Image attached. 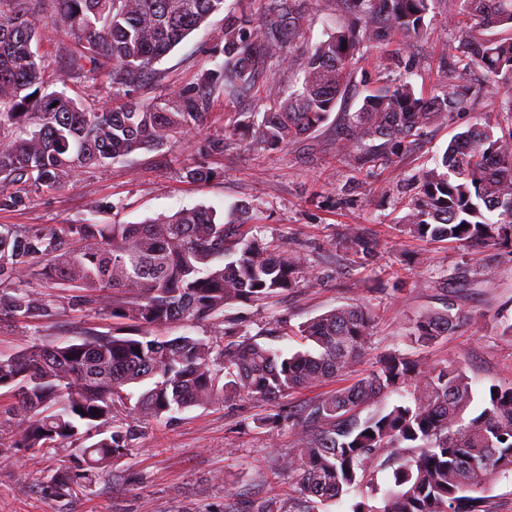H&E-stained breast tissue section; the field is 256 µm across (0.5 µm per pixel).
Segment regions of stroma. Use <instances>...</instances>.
Here are the masks:
<instances>
[{
    "instance_id": "obj_1",
    "label": "stroma",
    "mask_w": 512,
    "mask_h": 512,
    "mask_svg": "<svg viewBox=\"0 0 512 512\" xmlns=\"http://www.w3.org/2000/svg\"><path fill=\"white\" fill-rule=\"evenodd\" d=\"M295 6L304 11L307 23L291 64L265 66L245 95L231 100L214 96L202 126L162 150H139L124 160L85 169L76 184L57 189L29 193L23 183H14L22 202L1 208L0 224L55 226L89 219L138 224L181 209L202 206L222 215L234 205H250L261 237L300 244L322 283L263 302L234 303L225 308V316L239 319L253 336L278 326L271 345L295 351L302 347L296 334L300 323L340 305L363 303L377 313L363 358L341 382L302 389L272 405L245 400L193 407L170 425L118 409L117 421L140 431L135 448L90 491L60 502L45 499L41 488L69 465L68 452L11 448L10 427L0 428V512H254L268 497L288 499L294 478L277 471L276 460L291 448L296 412L338 385L366 376L393 350L431 367L450 364L461 369L474 382L476 411L482 407L479 395L489 385L512 387V338L502 333L503 324L512 323V250L502 249L495 278L446 289L441 277L471 271L478 260L475 248L417 239L404 234L398 224L405 213L401 202L414 192L413 177L433 167L454 134L477 122H506L496 87L480 70L455 69V33L438 2L426 20V40L404 49L391 42L365 49L352 82L318 132L282 150L250 146L233 138L232 129L256 111L267 85L285 92L300 88L304 50L326 39L341 21L336 0H296ZM224 7V13L212 15L155 64L156 75L137 90L138 100L159 102L212 68L218 57L215 36L225 14L262 20L275 13L278 3L225 0ZM37 50L47 91L65 93L88 112L126 101L124 89L106 87L94 72L71 73L69 61L81 47L61 23L49 19L40 25ZM405 74L417 93L426 96L451 80L472 85L478 94L469 111L427 129L386 163L358 172L353 160H337L336 138L344 114L355 112L371 87ZM222 136L227 139L223 152H213L211 141ZM196 166L213 171V178L187 181L186 168ZM96 203L101 211H93ZM349 224L364 225L382 242L369 266L352 263L338 245ZM449 303L470 313L472 322L427 347L407 341L404 332L410 322L425 310ZM115 324L108 312L98 309L68 310L38 327L4 318L0 355H12L32 343L71 340L88 329L106 334ZM276 412L282 415L278 428L257 427L258 418ZM229 487L235 489V498H225Z\"/></svg>"
}]
</instances>
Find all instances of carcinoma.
Returning <instances> with one entry per match:
<instances>
[{"instance_id": "1", "label": "carcinoma", "mask_w": 512, "mask_h": 512, "mask_svg": "<svg viewBox=\"0 0 512 512\" xmlns=\"http://www.w3.org/2000/svg\"><path fill=\"white\" fill-rule=\"evenodd\" d=\"M264 22L227 16L222 62L163 102L135 98L117 110L86 112L73 100L42 93V66L33 50L37 24L50 9L67 22L83 51L110 85L132 91L153 64L224 7V0H0V206L21 197L15 182L36 192L74 182L81 169L145 149L160 150L203 122L209 100L243 94L259 65L285 63L300 38L303 17L287 0ZM433 0H336L343 23L306 51L304 81L286 95L272 87L275 107L244 123L249 143L285 148L318 131L351 81L357 54L399 38L405 47L426 36ZM458 41L457 68L482 69L506 89L498 108L512 117V0H442ZM470 88L452 81L438 94H416L408 78L381 86L347 114L336 157L374 163L424 129L469 108ZM417 197L402 218L404 232L449 244L475 243L487 252L480 275L498 271L497 251L512 244V122L474 124L458 132L435 166L422 171ZM253 208L227 219L209 208L179 210L140 224L93 221L57 227L0 224V319L41 324L65 307L101 308L121 320L101 335L87 330L53 346L34 343L0 357V388L16 399L0 410L12 423V448L71 451L77 460L42 488L52 501L70 497L107 474L127 454L139 430L114 420L143 383L133 406L140 416L172 424L184 410L217 401L271 404L298 388L344 376L362 358L375 319L364 304L333 308L298 326L304 348L289 354L222 321L216 342L189 332L157 339L161 328L189 327L224 315L232 301H264L320 277L304 253L285 241L252 233ZM459 232H454V229ZM368 263L381 247L358 224L339 241ZM43 279L60 292L31 286ZM471 320L449 304L427 310L406 336L428 346ZM407 389L411 401L365 418L360 409L385 393ZM473 381L451 365L425 367L400 351L353 384L309 404L296 421L293 451L279 467L295 476V496L271 497L256 512H316L364 481L375 464L392 468L381 505L360 501L351 512H487L483 493L512 473V387L492 384L473 416Z\"/></svg>"}]
</instances>
